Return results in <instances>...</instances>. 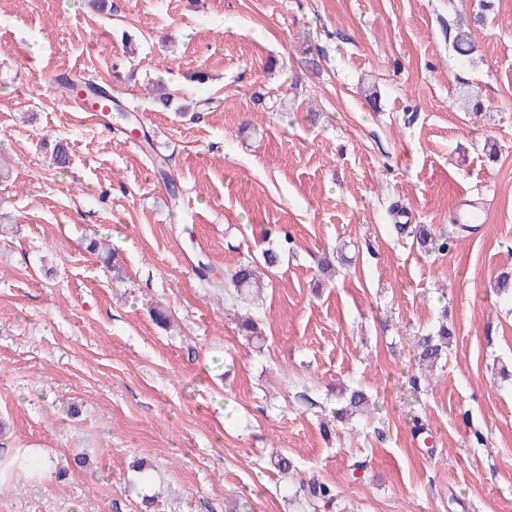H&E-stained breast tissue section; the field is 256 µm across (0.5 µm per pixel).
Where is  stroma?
Returning <instances> with one entry per match:
<instances>
[{
  "mask_svg": "<svg viewBox=\"0 0 512 512\" xmlns=\"http://www.w3.org/2000/svg\"><path fill=\"white\" fill-rule=\"evenodd\" d=\"M479 4L0 0V459L38 468L0 512H305L301 477L335 485L333 512H512V299L492 290L512 270V0L459 57ZM52 73L134 109L179 207ZM418 226L458 243L422 255ZM280 246L255 298L194 274ZM443 317L448 357L413 388V341ZM341 385L374 413L333 421Z\"/></svg>",
  "mask_w": 512,
  "mask_h": 512,
  "instance_id": "35a3bbf8",
  "label": "stroma"
}]
</instances>
